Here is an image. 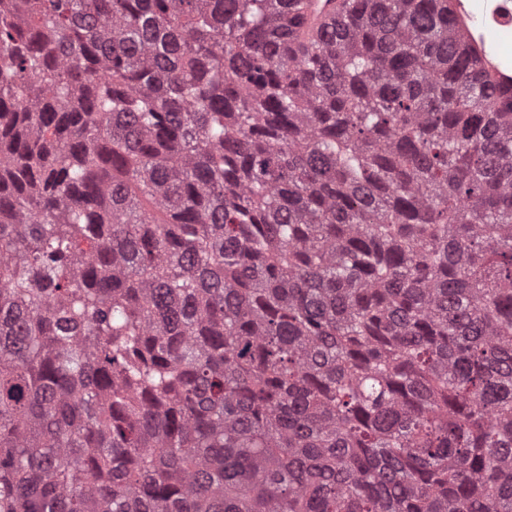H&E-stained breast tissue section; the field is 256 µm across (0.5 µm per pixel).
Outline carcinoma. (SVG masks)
I'll return each instance as SVG.
<instances>
[{
	"label": "carcinoma",
	"instance_id": "carcinoma-1",
	"mask_svg": "<svg viewBox=\"0 0 512 512\" xmlns=\"http://www.w3.org/2000/svg\"><path fill=\"white\" fill-rule=\"evenodd\" d=\"M288 2L0 0V512H512V87ZM343 0H301L293 6V12L291 15L295 18V25L293 27L295 48L302 45V39L300 37L304 30H306L313 21L316 13L319 14V20L322 24H328L333 22L334 19L340 17L342 14L336 10V5Z\"/></svg>",
	"mask_w": 512,
	"mask_h": 512
}]
</instances>
